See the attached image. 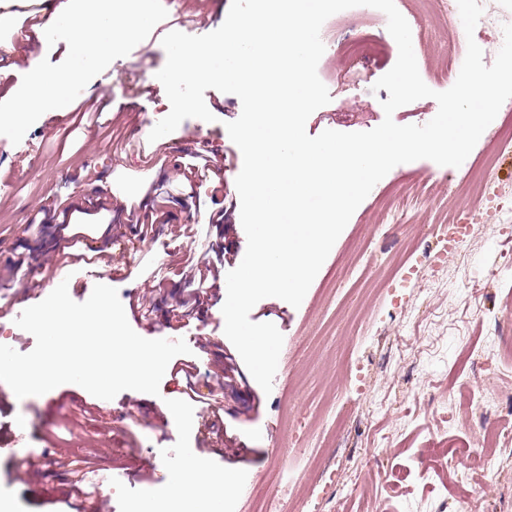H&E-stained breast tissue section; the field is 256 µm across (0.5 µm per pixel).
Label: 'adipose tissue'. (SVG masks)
<instances>
[{
    "label": "adipose tissue",
    "mask_w": 512,
    "mask_h": 512,
    "mask_svg": "<svg viewBox=\"0 0 512 512\" xmlns=\"http://www.w3.org/2000/svg\"><path fill=\"white\" fill-rule=\"evenodd\" d=\"M151 0H64L60 7L43 16L32 26L30 40L44 43L64 38L76 49V64L68 71L46 74L28 71L24 81L0 93L6 113L0 123L15 130L47 113L68 111L75 87L86 72L111 59L124 43L145 27ZM224 477L210 473L202 460L188 457L179 481L164 490L160 499L169 512H188L191 504L217 502L223 499Z\"/></svg>",
    "instance_id": "adipose-tissue-1"
}]
</instances>
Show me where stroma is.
I'll list each match as a JSON object with an SVG mask.
<instances>
[{
  "label": "stroma",
  "instance_id": "stroma-1",
  "mask_svg": "<svg viewBox=\"0 0 512 512\" xmlns=\"http://www.w3.org/2000/svg\"><path fill=\"white\" fill-rule=\"evenodd\" d=\"M200 7L201 17L189 10ZM231 0H173L154 25L130 41L112 60L89 72L75 90V103L104 108L113 137L100 129L76 127L75 112L48 114L22 132L0 128V174L12 173V187H0V303L32 288L37 271L62 253L88 247L99 253L102 276L111 278L130 315L133 330L148 339H184L198 361L200 393L212 388L233 345L224 333V289L213 284L192 317L165 311L186 295L185 272L223 254L220 273L236 267L247 247L235 179L243 158L225 128L242 111L240 99L206 90L213 121L184 120L181 131L150 146L141 127L163 117L169 101L163 89L147 84L148 71L162 68V37L172 30L204 35L219 28ZM412 26L419 73L431 89L442 90L435 72L447 62V32L436 19L448 0H397ZM41 0L15 8L13 25L0 32L17 58L46 72L73 65L65 41L41 46L15 39ZM369 37L379 51L358 79L345 75L350 64L342 45ZM325 52L317 72L331 101L306 122L316 136L327 129L361 132L384 119L387 90L375 82L398 57V47L380 10L360 6L341 11L321 29ZM211 158L224 176V222L203 223L213 203L202 187L209 172L198 169L197 153ZM494 154V181L476 200L455 208L467 222L466 243L447 249L432 228L437 215L408 201L401 223L379 226L381 198L397 185L432 178L447 190L466 180L485 154ZM178 161L188 176L159 183L151 172L160 161ZM127 188L128 220L112 218V192ZM159 200L155 214L141 212L135 192ZM512 147L500 148L484 131L457 168L421 159L394 167L359 205L335 242L300 306L266 298L252 309L254 322H270L284 336L271 393L243 373L219 402L229 436L245 447L238 463H226L224 443H199L205 420L187 406L181 387L163 376L159 395L127 390L108 409L75 384L41 396L13 398L0 387V500L14 512H71L70 487L54 458L82 464L101 476L107 512H133L162 490L156 470L193 451L214 474L231 473L240 492L225 496L219 512H254L257 496L269 495L282 512H459L471 483L485 485L483 512H512V459L485 447L484 429L496 417L512 415V361L500 354L512 346ZM154 224V235L139 227ZM152 308L142 316L140 304ZM470 382L487 396L484 408L462 417L449 400L450 387ZM187 408L189 421L160 429L169 408ZM470 444L484 459L472 482L459 476L438 479L432 445L441 440ZM49 452L41 477H14L20 454ZM411 479L394 494L391 474Z\"/></svg>",
  "mask_w": 512,
  "mask_h": 512
}]
</instances>
